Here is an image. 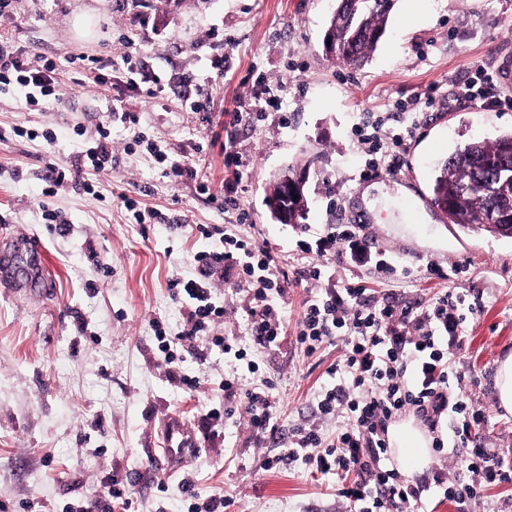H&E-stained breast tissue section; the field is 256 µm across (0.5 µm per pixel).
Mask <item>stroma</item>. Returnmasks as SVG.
<instances>
[{
    "mask_svg": "<svg viewBox=\"0 0 512 512\" xmlns=\"http://www.w3.org/2000/svg\"><path fill=\"white\" fill-rule=\"evenodd\" d=\"M155 5L12 0L0 15V35L30 58L56 63L60 85L59 104L46 110L20 106L15 88L0 91V250L10 254L14 278L0 283V512H62L114 473L134 484L131 512H185L184 479L200 498L230 497L224 512H350L334 480L303 462L266 467L288 440L256 442L239 401L231 415L212 417L228 369L220 348H178L176 366L200 378L198 390L183 391L169 375L152 323L161 321L173 337L183 332L185 309L173 283L194 277L195 253L218 243L201 236L202 225L252 236L291 276L279 353L254 341L244 285H220L224 315L216 324L255 361L253 382H270L287 428L317 421L331 433L343 424L319 420L315 400L342 343L308 356L295 331L314 285L292 276L321 257L315 244L330 225H358L411 270L392 278L343 261L333 247L321 258L336 282L359 278L374 297L415 307L446 288L481 297L456 369L487 410L480 437L512 465V415L493 391L498 361L512 354V237L449 223L430 202L441 160L469 140L512 131V107L456 95L476 65L512 51V0H397L387 36L360 69L323 52L333 0H182L164 18ZM83 15L85 34L76 28ZM84 53L98 58L111 87L97 84ZM271 92L281 110L266 106ZM423 93L435 104L418 114L399 168L364 176L354 128L403 127ZM192 101L201 111L187 110ZM243 104L252 117L234 123ZM106 119L111 168L75 167ZM31 128L51 131L55 144L28 137ZM149 141L196 177L174 176L146 151ZM229 150L236 156L230 166ZM298 162L309 165L308 218L280 224L266 205V186ZM51 163L68 173L49 196ZM47 209L56 223L44 220ZM459 264L467 273L453 275ZM434 268L442 277L431 276ZM174 426L202 453L170 477L159 457Z\"/></svg>",
    "mask_w": 512,
    "mask_h": 512,
    "instance_id": "1",
    "label": "stroma"
}]
</instances>
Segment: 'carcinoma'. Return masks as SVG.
<instances>
[{"mask_svg":"<svg viewBox=\"0 0 512 512\" xmlns=\"http://www.w3.org/2000/svg\"><path fill=\"white\" fill-rule=\"evenodd\" d=\"M397 0H336V59L360 68L387 33ZM432 201L448 202L451 224H497L495 232L512 235V131L493 141H471L445 158L437 169Z\"/></svg>","mask_w":512,"mask_h":512,"instance_id":"obj_1","label":"carcinoma"}]
</instances>
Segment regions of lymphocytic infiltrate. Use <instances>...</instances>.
Instances as JSON below:
<instances>
[{"mask_svg": "<svg viewBox=\"0 0 512 512\" xmlns=\"http://www.w3.org/2000/svg\"><path fill=\"white\" fill-rule=\"evenodd\" d=\"M55 71L54 62L29 59L0 38V88H23L24 105L58 100ZM414 130L410 123L383 137L376 133L362 137L365 174L384 165L396 168L395 158ZM323 244L342 247L353 262L371 260L389 275L399 272L398 264L389 261L385 251L374 249L355 225H336ZM194 261L196 275L179 283V296L187 307L184 339L245 359V350L233 349L215 331L217 319L224 315L215 290L218 284L234 280L249 287L245 313L252 336L266 352L280 351L287 333L281 313L287 290L277 255L250 237L227 233L220 247L198 252ZM298 278L316 282L317 289L304 303L297 344L309 355L337 340L346 349L344 359L326 370L333 383L320 388L317 412L324 419L345 416L346 423L332 435L314 424L293 428L286 455L268 458L267 467L302 460L321 473L334 474L342 481L341 497L359 505L360 512H409L421 506L425 493L432 490L442 491L456 512H470L478 490L512 483V467L498 461L495 450L475 436L487 420L485 410L468 401L456 383L454 358L463 344L464 326L481 311L480 303L467 302L464 294L452 289L438 292L422 309L375 300L362 281L336 285L333 271L324 263L308 264ZM269 387L265 381L244 388L235 371L224 376L225 399L244 395L247 423L259 438L276 435L280 429ZM404 414L414 415L432 434L436 452L459 458L455 474L435 466L430 481L413 482L386 465L388 426ZM444 425L453 434L452 443H445L439 434Z\"/></svg>", "mask_w": 512, "mask_h": 512, "instance_id": "lymphocytic-infiltrate-1", "label": "lymphocytic infiltrate"}]
</instances>
